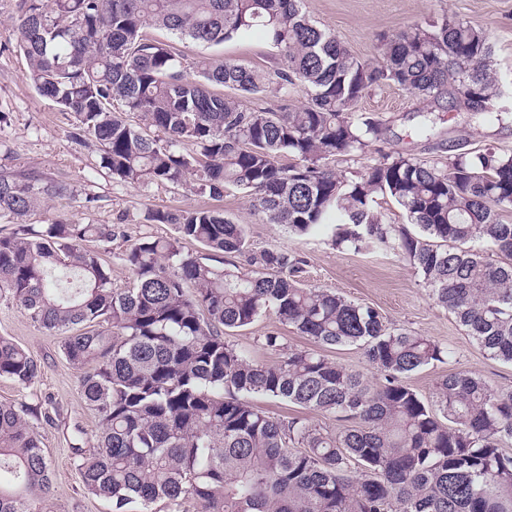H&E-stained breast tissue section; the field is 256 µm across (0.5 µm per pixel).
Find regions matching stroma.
<instances>
[{"label": "stroma", "instance_id": "35a3bbf8", "mask_svg": "<svg viewBox=\"0 0 512 512\" xmlns=\"http://www.w3.org/2000/svg\"><path fill=\"white\" fill-rule=\"evenodd\" d=\"M304 6L313 23L331 30L361 59L373 58L379 36L395 34L424 19L452 14L480 27L492 46L490 68L507 91L493 106L512 110V0H304ZM17 17V0H0V173H30L71 187L70 194L43 203L27 216V223L120 225L124 236L113 242L111 250H102L95 241L87 242L86 247L99 252L110 267L113 287L123 288L131 280L121 259L126 246L146 236L175 233L172 225L147 223L148 210L221 207L226 217L245 226L248 255L270 248L300 255L304 265L299 278L305 286L330 289L349 300L372 305L393 325L447 346L451 351L447 363L435 364L407 379L425 399L433 398L439 379L451 370H466L493 385L512 387V364L484 355L395 251L333 248L328 224L306 236H295L283 225L264 223L249 197L232 188L218 202L182 185L142 186L114 180L102 167L98 151L76 136L71 114L41 97L27 81V62L17 46ZM181 48L191 58L233 59L270 77L280 66L277 49L257 32L219 46L187 41ZM355 110L381 120L383 135L364 153L336 160V169L349 177L385 153L443 160L470 149L512 152V119L478 123L465 110L436 108L394 84L369 90ZM428 118L434 121V133L425 137L418 129ZM270 334L281 336L288 349L307 345L271 310L250 326L227 332L225 340L245 350L253 361L273 364L282 354L266 348L264 338ZM0 336L13 338L41 366L37 380L26 388L0 379V400L40 404L49 412L48 417L29 419L56 473L47 512H111L108 503L85 492L74 470L73 450L78 446L91 449L98 417L81 395L79 371L61 353V337L43 333L6 298L0 299Z\"/></svg>", "mask_w": 512, "mask_h": 512}]
</instances>
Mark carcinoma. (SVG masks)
Wrapping results in <instances>:
<instances>
[{
    "instance_id": "obj_1",
    "label": "carcinoma",
    "mask_w": 512,
    "mask_h": 512,
    "mask_svg": "<svg viewBox=\"0 0 512 512\" xmlns=\"http://www.w3.org/2000/svg\"><path fill=\"white\" fill-rule=\"evenodd\" d=\"M18 47L26 79L74 115L114 179L187 182L215 200L233 186L266 222L302 236L334 212L332 245L392 249L413 267L489 357L512 364V154L491 149L444 161L385 155L347 180L331 162L362 153L382 123L351 112L368 90L394 84L430 102L448 99L481 121L504 119L485 30L452 15L382 36L360 60L312 23L303 0H20ZM163 31V40L146 28ZM281 57L275 91L306 90L307 104L245 109L267 92L266 74L234 61H196L175 41L219 44L254 31ZM234 94L224 93V89ZM137 116L131 124L126 114ZM195 146L184 153L181 146ZM289 162L284 163L282 159ZM63 182L0 174V216L21 220ZM390 197L406 223L376 209ZM148 236L125 249L132 273L83 246H109L112 224L54 222L0 235V296L40 329L63 335L96 410L93 449L74 448L87 492L112 512H512V388L465 370L448 372L425 402L405 378L448 356L439 342L396 328L374 307L296 280L303 258L266 249L242 273L224 256L247 250L241 224L220 209L153 210ZM202 247L184 254L181 240ZM495 251L497 258L487 250ZM305 337L272 365L224 334L265 311ZM357 345L378 378L324 350ZM39 365L0 336V379L35 382ZM262 396L355 426L331 433L306 416L280 418ZM42 405L0 401V512H43L51 462L27 416Z\"/></svg>"
}]
</instances>
